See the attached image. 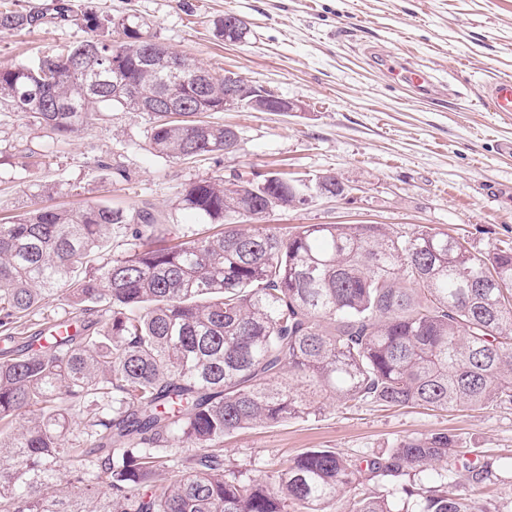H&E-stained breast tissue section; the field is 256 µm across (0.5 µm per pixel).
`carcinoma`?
Returning <instances> with one entry per match:
<instances>
[{"label": "carcinoma", "mask_w": 512, "mask_h": 512, "mask_svg": "<svg viewBox=\"0 0 512 512\" xmlns=\"http://www.w3.org/2000/svg\"><path fill=\"white\" fill-rule=\"evenodd\" d=\"M53 11L92 35L0 67V104L67 140L136 111L112 89L115 69L182 105L149 113L155 156L232 151L234 132L201 119L222 111L224 78L187 56L185 77L204 83L169 75L154 61L168 49L135 14ZM43 18L0 11V28ZM303 189L278 173L195 182L182 203L209 233L165 245L148 241L146 209L36 207L0 223V340L12 344L0 350V512H500L479 503L497 466L444 431L363 459L309 449L271 475L225 464V435L311 415L322 398L512 408V250L478 257L427 227L305 224L284 236L265 223L266 197L288 209ZM116 227L136 240L124 256L103 252ZM54 296L65 317L14 346ZM102 303L105 318L91 308ZM439 461L444 473L425 481Z\"/></svg>", "instance_id": "obj_1"}]
</instances>
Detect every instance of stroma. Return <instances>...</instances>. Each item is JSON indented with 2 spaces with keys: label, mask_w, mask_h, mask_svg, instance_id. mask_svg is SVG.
Instances as JSON below:
<instances>
[{
  "label": "stroma",
  "mask_w": 512,
  "mask_h": 512,
  "mask_svg": "<svg viewBox=\"0 0 512 512\" xmlns=\"http://www.w3.org/2000/svg\"><path fill=\"white\" fill-rule=\"evenodd\" d=\"M75 12L148 23L157 41L213 74L233 72L299 112L233 108L211 121L233 128L236 148L190 162L152 154L143 112L113 111L108 122L70 141L0 112V218L33 206L150 208L152 231L169 239L204 231L182 194L199 180L241 182L280 171L336 176L344 198L314 197L267 222L282 232L305 224L422 226L487 256L512 248V115L490 111L491 83L512 77V0H70ZM249 33L238 43L215 34L225 13ZM74 24L26 32L0 28V66L52 55L85 39ZM430 72L436 90L392 80L386 56ZM46 162L34 166L32 156ZM448 431L471 457L499 463L484 498L512 512V410H433L326 403L320 413L224 438L227 464L275 471L311 448L352 459L383 454L405 436Z\"/></svg>",
  "instance_id": "obj_1"
}]
</instances>
